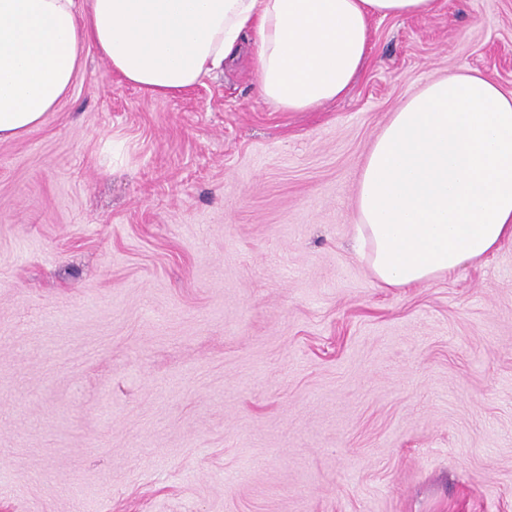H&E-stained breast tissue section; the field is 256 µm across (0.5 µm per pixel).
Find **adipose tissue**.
Here are the masks:
<instances>
[{"mask_svg":"<svg viewBox=\"0 0 512 512\" xmlns=\"http://www.w3.org/2000/svg\"><path fill=\"white\" fill-rule=\"evenodd\" d=\"M434 0H0V140L41 124L95 49L128 83L170 98L250 46L259 92L288 112L341 97L373 18ZM363 258L407 288L512 240V94L458 71L426 82L369 149L358 199Z\"/></svg>","mask_w":512,"mask_h":512,"instance_id":"adipose-tissue-1","label":"adipose tissue"}]
</instances>
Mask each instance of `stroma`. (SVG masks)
Returning a JSON list of instances; mask_svg holds the SVG:
<instances>
[{
  "label": "stroma",
  "instance_id": "35a3bbf8",
  "mask_svg": "<svg viewBox=\"0 0 512 512\" xmlns=\"http://www.w3.org/2000/svg\"><path fill=\"white\" fill-rule=\"evenodd\" d=\"M512 93V0L373 19L308 112L242 55L174 98L88 51L0 141V512H512V241L360 257L371 144L427 81Z\"/></svg>",
  "mask_w": 512,
  "mask_h": 512
}]
</instances>
